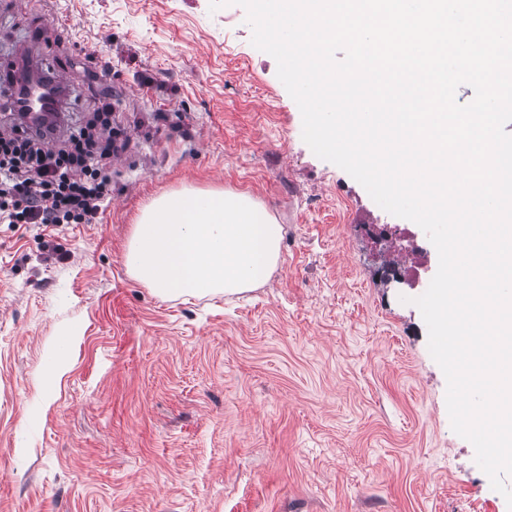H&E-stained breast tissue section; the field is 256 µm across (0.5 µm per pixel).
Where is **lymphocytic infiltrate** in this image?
<instances>
[{"label": "lymphocytic infiltrate", "mask_w": 512, "mask_h": 512, "mask_svg": "<svg viewBox=\"0 0 512 512\" xmlns=\"http://www.w3.org/2000/svg\"><path fill=\"white\" fill-rule=\"evenodd\" d=\"M117 145L111 112L96 113L59 144L16 130L0 136V219L11 224H89L110 191Z\"/></svg>", "instance_id": "lymphocytic-infiltrate-1"}]
</instances>
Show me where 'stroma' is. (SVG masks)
I'll use <instances>...</instances> for the list:
<instances>
[{
	"label": "stroma",
	"mask_w": 512,
	"mask_h": 512,
	"mask_svg": "<svg viewBox=\"0 0 512 512\" xmlns=\"http://www.w3.org/2000/svg\"><path fill=\"white\" fill-rule=\"evenodd\" d=\"M15 2L0 58L46 9L70 19L34 59L70 74L67 128L108 104L126 147L94 223H0V512H512L451 427L417 290L369 274L353 226L397 216L303 141L244 8ZM184 188L273 216L262 285L163 301L128 274L141 209ZM70 356V337L59 336L45 352V373L50 381L62 376Z\"/></svg>",
	"instance_id": "obj_1"
}]
</instances>
